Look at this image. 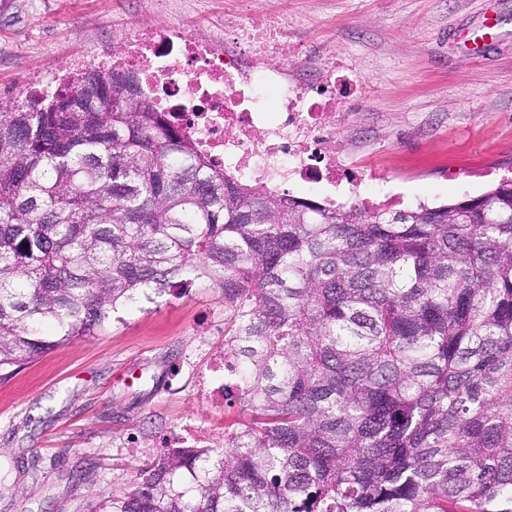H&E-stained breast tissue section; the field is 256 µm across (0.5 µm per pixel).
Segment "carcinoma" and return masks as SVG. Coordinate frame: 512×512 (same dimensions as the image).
<instances>
[{"label": "carcinoma", "mask_w": 512, "mask_h": 512, "mask_svg": "<svg viewBox=\"0 0 512 512\" xmlns=\"http://www.w3.org/2000/svg\"><path fill=\"white\" fill-rule=\"evenodd\" d=\"M114 73L0 98V382L200 284L236 414L109 512H512V180L315 206L230 180Z\"/></svg>", "instance_id": "obj_1"}]
</instances>
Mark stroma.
<instances>
[{
	"instance_id": "35a3bbf8",
	"label": "stroma",
	"mask_w": 512,
	"mask_h": 512,
	"mask_svg": "<svg viewBox=\"0 0 512 512\" xmlns=\"http://www.w3.org/2000/svg\"><path fill=\"white\" fill-rule=\"evenodd\" d=\"M235 1L276 12L312 57L335 52L362 78L336 100L405 208L478 197L512 170V0H0V97L133 23L212 29ZM489 10L506 32L471 55L459 37ZM230 316L217 288L143 301L0 384V512H85L127 489L159 432L211 415L196 374Z\"/></svg>"
}]
</instances>
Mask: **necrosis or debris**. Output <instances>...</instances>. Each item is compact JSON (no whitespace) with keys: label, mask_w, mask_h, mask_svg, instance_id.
I'll use <instances>...</instances> for the list:
<instances>
[{"label":"necrosis or debris","mask_w":512,"mask_h":512,"mask_svg":"<svg viewBox=\"0 0 512 512\" xmlns=\"http://www.w3.org/2000/svg\"><path fill=\"white\" fill-rule=\"evenodd\" d=\"M303 52L275 13L228 9L223 32L212 36L179 23L133 28L105 52L28 75L19 98L35 101L45 86L76 84L90 69L129 70L168 122L241 182L264 191L302 185L313 200L338 189L351 204L402 205L397 192L362 194L370 173L348 133L350 113L336 109V56L308 70L298 65ZM223 442V426L193 421L158 435L154 445L172 451Z\"/></svg>","instance_id":"4bbe7bcc"}]
</instances>
